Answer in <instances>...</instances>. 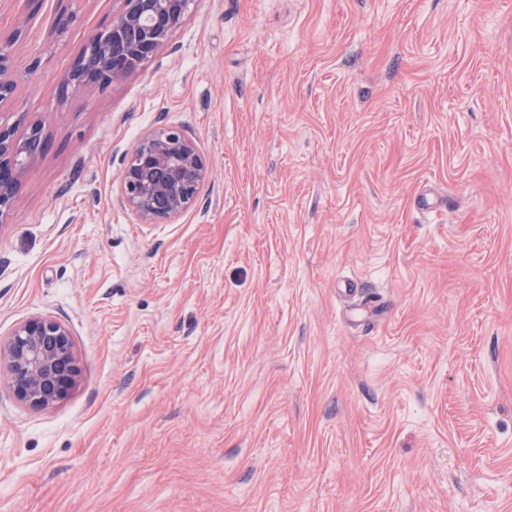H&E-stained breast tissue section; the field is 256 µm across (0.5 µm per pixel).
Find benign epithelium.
I'll use <instances>...</instances> for the list:
<instances>
[{
    "mask_svg": "<svg viewBox=\"0 0 512 512\" xmlns=\"http://www.w3.org/2000/svg\"><path fill=\"white\" fill-rule=\"evenodd\" d=\"M105 30L94 35L61 81L62 91L105 89L136 72L161 48L191 13L195 0H120ZM14 38L0 39V107L14 103L17 80L12 69ZM0 122V219L15 203L21 179L45 147L40 125ZM208 162L197 142L176 127L143 135L128 155L119 202L146 224L176 218L200 199ZM0 356L6 359L7 383L14 396L35 409L64 399L79 375L71 332L51 316L17 323Z\"/></svg>",
    "mask_w": 512,
    "mask_h": 512,
    "instance_id": "1",
    "label": "benign epithelium"
}]
</instances>
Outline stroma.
<instances>
[{"label":"stroma","mask_w":512,"mask_h":512,"mask_svg":"<svg viewBox=\"0 0 512 512\" xmlns=\"http://www.w3.org/2000/svg\"><path fill=\"white\" fill-rule=\"evenodd\" d=\"M118 7L0 0V121L47 139L0 342L49 315L79 366L46 409L0 380V512H512V0H197L61 96ZM162 125L209 177L145 224L118 194ZM14 42V37L0 39V107L16 98L18 84L11 63Z\"/></svg>","instance_id":"1"}]
</instances>
